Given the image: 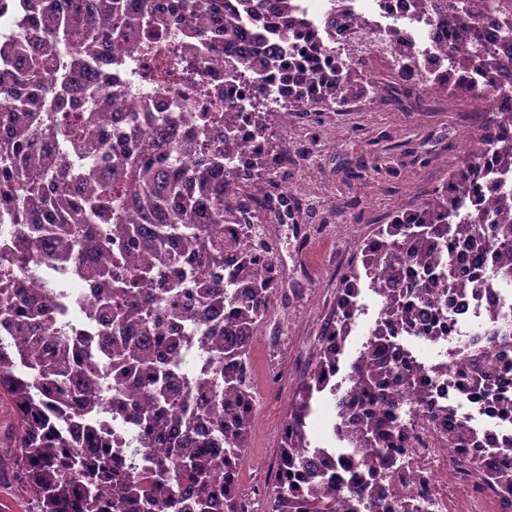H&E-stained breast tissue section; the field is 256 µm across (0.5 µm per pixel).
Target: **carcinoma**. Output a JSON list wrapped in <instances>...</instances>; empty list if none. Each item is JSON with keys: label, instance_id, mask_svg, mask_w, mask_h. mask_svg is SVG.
<instances>
[{"label": "carcinoma", "instance_id": "1", "mask_svg": "<svg viewBox=\"0 0 512 512\" xmlns=\"http://www.w3.org/2000/svg\"><path fill=\"white\" fill-rule=\"evenodd\" d=\"M66 9H40L36 49L18 47L12 82H0V223L17 226L0 241V400L14 421L0 459L9 455L24 496L25 512H241L238 457L248 447L255 396L250 386V351L268 306L278 294L280 261L263 242L225 263L236 243L230 225L248 209L266 224V210L253 189L281 187L287 202L288 146L273 149L269 128L280 113L271 109L279 85L288 82L296 112H313L364 93L373 58L381 56L400 80L404 94L451 95L486 115L441 188L386 224H379L360 249L361 265L342 276L332 314L315 344L314 363L288 409L282 426L277 486L271 512H432L430 478L403 498V453L426 420L437 440L473 456L481 481L499 512H512V433L480 453L471 419L456 406L479 401L500 422L512 425V395L492 390L512 377V332L475 335L427 369L435 374L459 366L448 401L439 399L423 370L401 364L393 337L415 336L430 343L448 335L441 296L446 285L463 296L482 287L479 275L456 277L452 249L457 243L478 259L490 252L493 276L512 285V195H500L492 170H512V107L499 104L492 89L474 77L512 69V52L483 43L486 29L512 31V0H416L421 14L446 21L454 42L440 48L445 73L418 67L420 50L391 27L365 17L348 19L347 0H329L328 23H347L353 42L344 50L325 45L309 29L294 0H238L239 11L224 12V0H191L193 17L216 24L205 34L180 3L158 0H64ZM253 22L248 31L241 17ZM277 45L263 40L264 26ZM81 39L72 41V33ZM112 40L123 51L153 62L161 85L200 82L205 53L224 51L228 84L244 82L245 93L224 98L202 113L205 138L190 147L199 160L178 167L184 145L170 138L171 112H130V134L152 118L156 133L134 139V153L112 156L104 168L72 170L66 154L34 145L43 135L45 104L39 88L57 49L58 105L94 80L89 70L99 43ZM288 60H283V55ZM250 121L260 151L241 168L234 154L242 117ZM98 112H79L69 123V145L80 155L109 153L100 135ZM179 241L202 264L224 276L193 280L183 269ZM56 263L96 285L92 336L72 341L50 312L56 288L32 297L20 287L29 260ZM378 298L375 326L357 349L342 379L336 377L344 342L363 311L362 288ZM195 301L224 325L207 327L189 317ZM234 305L231 315L224 307ZM195 336L207 354L211 374L182 392V369L168 354ZM136 380L143 396L133 399ZM327 392L335 407L333 448L311 446L306 433L313 400ZM108 416L140 444L149 464L138 467L99 424ZM224 456L216 463L211 449Z\"/></svg>", "mask_w": 512, "mask_h": 512}]
</instances>
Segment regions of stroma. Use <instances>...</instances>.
I'll return each instance as SVG.
<instances>
[{
  "mask_svg": "<svg viewBox=\"0 0 512 512\" xmlns=\"http://www.w3.org/2000/svg\"><path fill=\"white\" fill-rule=\"evenodd\" d=\"M443 97L400 93L374 110L329 112L320 129L302 112L272 127L287 142L288 204L295 223L277 242L288 281L275 299L281 327L261 325L251 347L257 408L244 450L240 488L273 486L280 428L312 363L313 344L334 307L338 283L374 225L414 208L439 186L481 126L479 112H450ZM336 233L321 234L332 207Z\"/></svg>",
  "mask_w": 512,
  "mask_h": 512,
  "instance_id": "stroma-1",
  "label": "stroma"
}]
</instances>
